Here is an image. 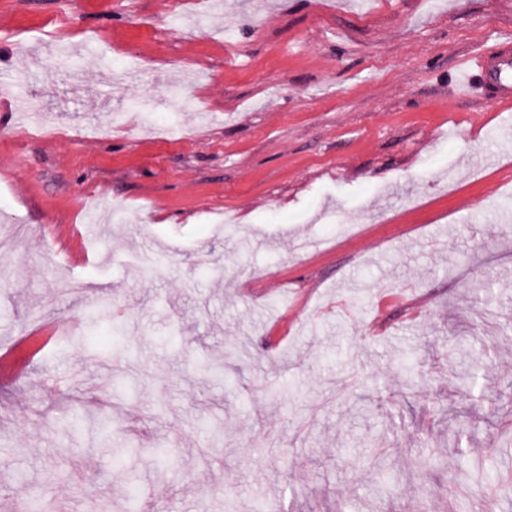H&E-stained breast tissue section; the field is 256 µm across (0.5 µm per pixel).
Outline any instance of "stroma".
Here are the masks:
<instances>
[{"label": "stroma", "mask_w": 512, "mask_h": 512, "mask_svg": "<svg viewBox=\"0 0 512 512\" xmlns=\"http://www.w3.org/2000/svg\"><path fill=\"white\" fill-rule=\"evenodd\" d=\"M214 2L0 0V77L60 131L0 107V340L63 328L0 389V512H127L109 451L136 442L173 462L140 459V512H512L456 482L478 460L512 483V339L476 314L487 293L512 321V113L476 128L454 92L512 0ZM96 199L125 205L109 261H62ZM102 298L122 349L85 320ZM456 327L490 354L474 390L440 354ZM232 345L234 383L204 377ZM404 357L428 377L409 394ZM85 409L108 446L62 430Z\"/></svg>", "instance_id": "35a3bbf8"}]
</instances>
